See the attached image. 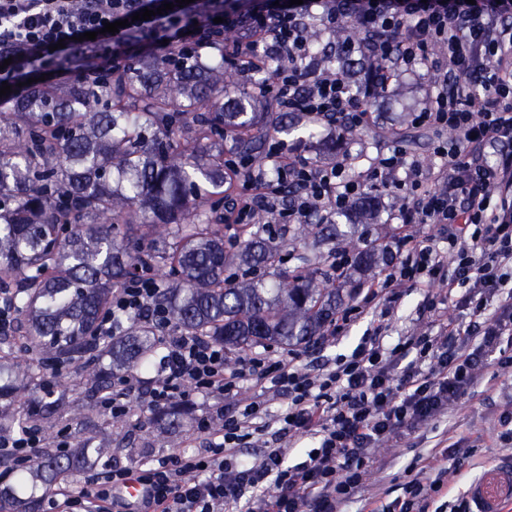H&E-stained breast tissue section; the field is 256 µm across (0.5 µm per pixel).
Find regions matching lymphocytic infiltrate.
I'll return each mask as SVG.
<instances>
[{
    "label": "lymphocytic infiltrate",
    "instance_id": "obj_1",
    "mask_svg": "<svg viewBox=\"0 0 512 512\" xmlns=\"http://www.w3.org/2000/svg\"><path fill=\"white\" fill-rule=\"evenodd\" d=\"M165 0H0V82L15 86L27 68L82 76L126 70L161 46L186 61L223 45L248 76L275 62L267 86L282 112H297L330 130L369 124L366 99L349 89L340 69L323 68L308 37L351 24L365 38L368 77L386 90L401 75L425 70L426 88L413 122L445 129L450 139L422 167L399 137L378 149L368 168L350 174L347 158L318 162L280 140H270V171L229 159L225 171L238 191L226 197L228 224H302L314 213L349 209L366 188L394 195L398 223L441 226L448 242L399 234L392 260L366 281L353 307L389 314L404 282L428 287L426 317L436 332L385 345L378 324L353 350L311 370L291 353L229 357L222 343L166 329L167 309L154 270L115 289L101 336L122 332L130 319L164 328L166 354L152 377L141 370L113 374L102 405L114 416L130 403L150 410L202 396L195 452L171 454L132 470L105 468L81 482L60 483L44 512H344L343 507L380 464L378 445L398 441L447 417L475 394L494 366L512 374V0H207L164 9ZM151 9L150 20L134 14ZM128 20L119 32L105 23ZM240 32L224 45V34ZM465 289L467 326L449 320L443 290ZM255 384L240 398L243 379ZM286 408L271 415L275 400ZM317 442L305 461L287 464L289 436ZM262 454L240 458L245 444ZM43 446V430L0 431V458L25 464ZM473 449L440 441L406 468L403 494L388 504L369 499L363 512H429L446 495ZM144 489L124 499L129 481Z\"/></svg>",
    "mask_w": 512,
    "mask_h": 512
}]
</instances>
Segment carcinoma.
Segmentation results:
<instances>
[{"instance_id":"1","label":"carcinoma","mask_w":512,"mask_h":512,"mask_svg":"<svg viewBox=\"0 0 512 512\" xmlns=\"http://www.w3.org/2000/svg\"><path fill=\"white\" fill-rule=\"evenodd\" d=\"M266 72L252 90L231 96L224 51L186 64L137 59L98 86L75 78L63 88L34 87L0 112V290L18 319L0 335V370L20 396L47 365H73L87 392L108 393L110 355L122 369L147 363L159 330L134 321L126 334L99 337L112 291L144 269H169L163 293L170 328L207 336L229 351L256 345L310 344L336 314V252L353 244L336 224H300L296 237L332 243L317 266L283 269L293 240L263 236L262 224H236V248L224 247V141L255 168L267 166L270 131L252 111ZM233 111H226L227 105ZM30 353L14 362L16 344ZM83 462L82 453L47 447L19 480L49 487ZM38 501L0 489V512H37Z\"/></svg>"}]
</instances>
